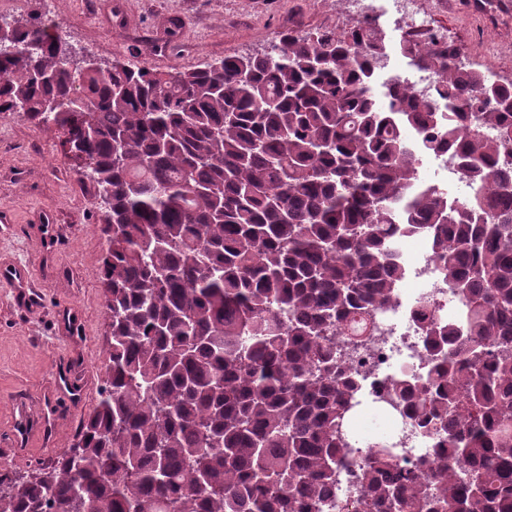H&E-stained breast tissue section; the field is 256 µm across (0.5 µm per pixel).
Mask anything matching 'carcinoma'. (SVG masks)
<instances>
[{"label": "carcinoma", "instance_id": "1", "mask_svg": "<svg viewBox=\"0 0 512 512\" xmlns=\"http://www.w3.org/2000/svg\"><path fill=\"white\" fill-rule=\"evenodd\" d=\"M9 41L0 112L62 130L94 188L110 336L76 454L36 465L0 512H323L359 404L336 337L379 329L396 225L419 219L457 318L429 319L430 374L393 387L445 462L425 479L375 444L359 512H512V86L451 42L405 39L431 92L381 90L368 19L184 71L80 75L36 15ZM403 128L459 160L467 203L419 188Z\"/></svg>", "mask_w": 512, "mask_h": 512}]
</instances>
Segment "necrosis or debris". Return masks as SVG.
<instances>
[{
  "label": "necrosis or debris",
  "instance_id": "obj_1",
  "mask_svg": "<svg viewBox=\"0 0 512 512\" xmlns=\"http://www.w3.org/2000/svg\"><path fill=\"white\" fill-rule=\"evenodd\" d=\"M397 258L407 276L379 332L364 344L340 351L342 362L358 375L363 390V404L351 416L348 432L353 441L366 447L380 440L405 441L411 449L410 461L428 469L433 461L423 452L424 429L416 419L395 413L387 401L394 395V380L428 370L425 317L431 313L453 318V294L445 276L435 269L424 232L398 230Z\"/></svg>",
  "mask_w": 512,
  "mask_h": 512
}]
</instances>
